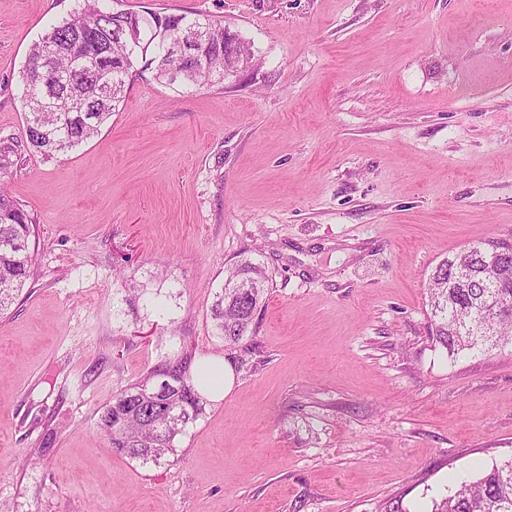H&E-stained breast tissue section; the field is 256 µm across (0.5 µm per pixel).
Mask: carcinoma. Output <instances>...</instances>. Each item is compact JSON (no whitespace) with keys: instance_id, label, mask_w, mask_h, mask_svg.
Here are the masks:
<instances>
[{"instance_id":"obj_1","label":"carcinoma","mask_w":512,"mask_h":512,"mask_svg":"<svg viewBox=\"0 0 512 512\" xmlns=\"http://www.w3.org/2000/svg\"><path fill=\"white\" fill-rule=\"evenodd\" d=\"M75 7L30 48L20 71L26 111L23 140L0 144V174L14 166L23 147L47 158L79 146L98 133L112 116L135 61L148 58L164 77L178 39L177 24L208 23V39L183 67L185 84L222 83L215 74L233 61L251 58L238 35L224 22L197 13L160 15L116 10L106 0H74ZM49 56L54 68L41 66ZM33 218L0 190V312L18 296L30 274L34 249ZM491 244L473 245L443 259L427 287L433 337L449 354L483 348L498 339L512 342V246L489 262ZM266 269L243 262L228 270L212 306L217 335L235 345L249 332L269 284ZM171 385L154 395L157 377ZM191 358L181 354L156 365L139 381L120 388L100 416L113 452L154 464L177 452L175 440L204 414ZM431 512H512V457L495 463L481 477L460 483L435 503Z\"/></svg>"}]
</instances>
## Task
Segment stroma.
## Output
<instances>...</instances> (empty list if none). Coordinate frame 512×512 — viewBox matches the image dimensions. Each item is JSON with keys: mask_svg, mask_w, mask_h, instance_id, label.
Here are the masks:
<instances>
[{"mask_svg": "<svg viewBox=\"0 0 512 512\" xmlns=\"http://www.w3.org/2000/svg\"><path fill=\"white\" fill-rule=\"evenodd\" d=\"M73 0H0V141L19 73ZM223 20L237 76L137 64L98 135L23 152L0 185L34 218L0 313V512H431L512 456V347L448 354L437 264L512 245V0H117ZM271 276L225 345L214 295ZM232 390L141 465L108 449L113 393L180 352Z\"/></svg>", "mask_w": 512, "mask_h": 512, "instance_id": "obj_1", "label": "stroma"}]
</instances>
